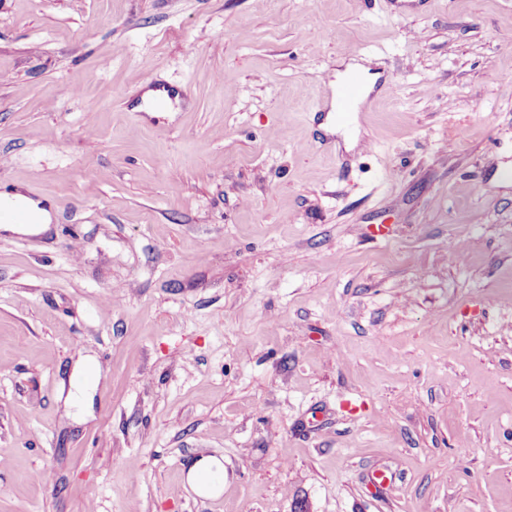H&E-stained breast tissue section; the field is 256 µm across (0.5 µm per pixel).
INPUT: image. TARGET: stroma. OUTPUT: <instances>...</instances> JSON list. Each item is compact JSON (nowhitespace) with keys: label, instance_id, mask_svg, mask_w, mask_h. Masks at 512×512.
I'll return each mask as SVG.
<instances>
[{"label":"stroma","instance_id":"1","mask_svg":"<svg viewBox=\"0 0 512 512\" xmlns=\"http://www.w3.org/2000/svg\"><path fill=\"white\" fill-rule=\"evenodd\" d=\"M1 154L0 512H512V0H0ZM364 63L355 59L341 58L336 61L335 82L329 83L332 89V95L326 106L329 107L328 112H337V89L341 82L350 74L359 75L363 83L364 97L373 91L379 73L371 72V60H362ZM335 90V94H334ZM362 95V86L351 76L345 84L341 85L338 90V104L342 119L348 118L350 112H356L358 100ZM23 210L28 220L23 224H14L0 221V231L14 232L27 235H40L50 229L56 219L53 206L47 201L34 199L22 191V188H13L0 192V210ZM99 372V364L93 357H81L71 377L66 404L75 408L81 407L85 393L93 384L90 376ZM208 475L216 478L207 481ZM185 482L203 498L219 496L224 487V463L216 456H201L186 471Z\"/></svg>","mask_w":512,"mask_h":512}]
</instances>
